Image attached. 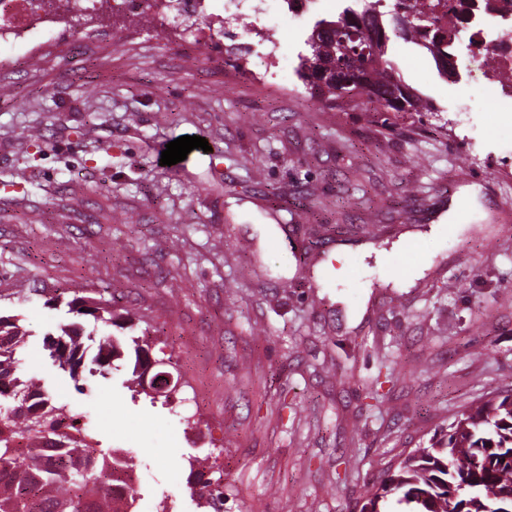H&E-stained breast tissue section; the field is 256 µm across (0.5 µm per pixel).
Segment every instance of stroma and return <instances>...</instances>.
<instances>
[{"instance_id": "35a3bbf8", "label": "stroma", "mask_w": 512, "mask_h": 512, "mask_svg": "<svg viewBox=\"0 0 512 512\" xmlns=\"http://www.w3.org/2000/svg\"><path fill=\"white\" fill-rule=\"evenodd\" d=\"M266 25L226 23L250 48L240 71L224 43L149 16L0 45V313L30 332L27 375L97 449L131 458L136 512H203L207 459L224 512H354L403 450L512 394V133L463 111L478 74L446 80L393 40L436 108L393 132L367 99L339 110L295 92L311 18ZM184 135L209 150L160 165ZM442 214L455 231L429 236ZM411 234L412 256L392 254ZM59 289L129 309L133 329L112 335L148 331L181 376L176 401L132 395L126 360L80 386L55 367L44 335L72 319L49 302ZM383 359L396 378L379 403L365 385Z\"/></svg>"}]
</instances>
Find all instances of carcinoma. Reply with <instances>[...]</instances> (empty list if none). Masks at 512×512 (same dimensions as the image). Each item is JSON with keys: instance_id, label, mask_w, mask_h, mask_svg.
Returning <instances> with one entry per match:
<instances>
[{"instance_id": "carcinoma-1", "label": "carcinoma", "mask_w": 512, "mask_h": 512, "mask_svg": "<svg viewBox=\"0 0 512 512\" xmlns=\"http://www.w3.org/2000/svg\"><path fill=\"white\" fill-rule=\"evenodd\" d=\"M347 0L332 19L313 23L298 54L296 75L310 98L328 106L349 105L367 98L379 108L382 126L394 129L396 116L423 117L433 111L428 98L405 82L389 53L395 38L429 50L439 75L456 65L448 51V28L437 20L399 12L389 0ZM248 48L230 44L224 64L241 67ZM341 70L342 87L319 77L322 64ZM68 312L93 318L94 325L119 327L126 321L112 301L100 296L73 295ZM28 332L12 315L0 314V512H131L133 496L112 505L115 473L127 467L117 452H96L86 428L70 432L66 421L74 412L55 402L40 380L21 374L18 352ZM89 334L74 321L45 334L49 358L79 381L86 368ZM134 352L130 382L144 389V365L151 355L149 340L130 337ZM125 341L108 334L96 342L91 364L109 368L125 358ZM199 499L208 512H224V485L203 482ZM395 501L406 512H512V394L491 397L473 412L456 417L446 433L429 445L404 452L397 465L366 490L358 512H383L380 504Z\"/></svg>"}]
</instances>
